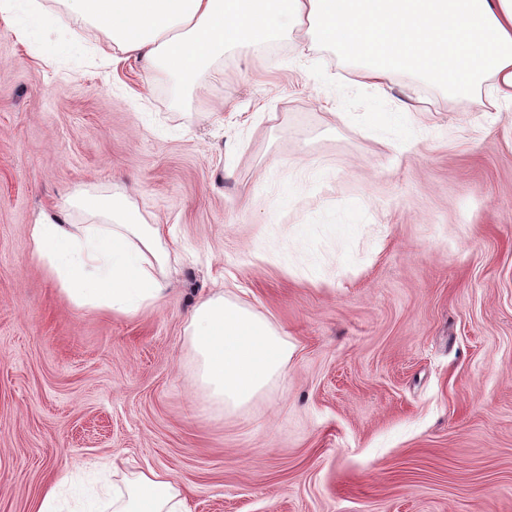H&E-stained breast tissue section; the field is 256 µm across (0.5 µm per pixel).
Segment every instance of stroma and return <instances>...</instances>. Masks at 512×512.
I'll list each match as a JSON object with an SVG mask.
<instances>
[{
    "mask_svg": "<svg viewBox=\"0 0 512 512\" xmlns=\"http://www.w3.org/2000/svg\"><path fill=\"white\" fill-rule=\"evenodd\" d=\"M0 18V512L58 467L168 472L189 512H512V104L413 75L383 91L294 37L203 87L101 65L52 15ZM123 194L162 227L170 292L74 306L33 257L40 212ZM293 348L230 409L187 336L216 290Z\"/></svg>",
    "mask_w": 512,
    "mask_h": 512,
    "instance_id": "obj_1",
    "label": "stroma"
}]
</instances>
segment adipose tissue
Listing matches in <instances>:
<instances>
[{"label": "adipose tissue", "mask_w": 512, "mask_h": 512, "mask_svg": "<svg viewBox=\"0 0 512 512\" xmlns=\"http://www.w3.org/2000/svg\"><path fill=\"white\" fill-rule=\"evenodd\" d=\"M68 15L104 30L103 62L142 53L179 82L204 81L229 49L258 48L299 34L361 65L379 86L419 74L465 96L490 85V106L512 102V0H64ZM92 221L45 214L29 227L34 256L79 307L133 314L167 295L170 254L158 228L123 196L86 194ZM205 396L232 408L248 403L288 367L291 349L271 322L216 294L187 327ZM110 512H187L164 471L126 479Z\"/></svg>", "instance_id": "ef3b65f1"}]
</instances>
